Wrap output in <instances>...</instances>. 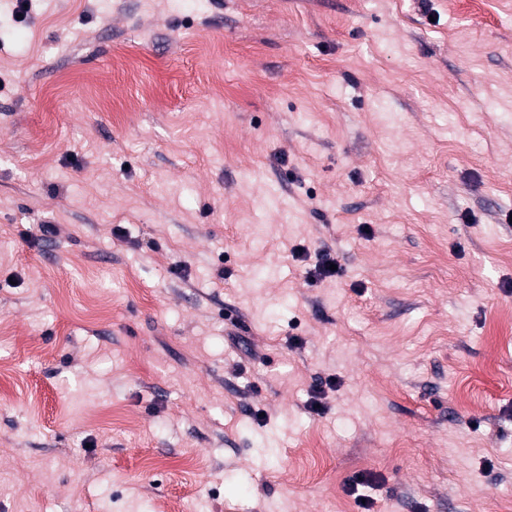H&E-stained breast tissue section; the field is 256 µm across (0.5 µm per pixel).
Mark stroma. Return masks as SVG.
I'll return each mask as SVG.
<instances>
[{"mask_svg":"<svg viewBox=\"0 0 512 512\" xmlns=\"http://www.w3.org/2000/svg\"><path fill=\"white\" fill-rule=\"evenodd\" d=\"M14 6L0 512H512V0Z\"/></svg>","mask_w":512,"mask_h":512,"instance_id":"stroma-1","label":"stroma"}]
</instances>
